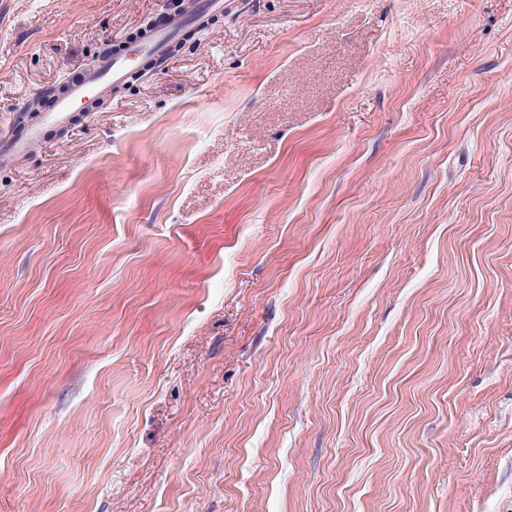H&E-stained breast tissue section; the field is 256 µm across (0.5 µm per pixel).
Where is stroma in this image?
<instances>
[{
	"label": "stroma",
	"mask_w": 512,
	"mask_h": 512,
	"mask_svg": "<svg viewBox=\"0 0 512 512\" xmlns=\"http://www.w3.org/2000/svg\"><path fill=\"white\" fill-rule=\"evenodd\" d=\"M118 46L0 168V512H512V0H0V140ZM178 30V26H173L167 29L144 31L140 38V52L147 57L161 59L168 52ZM130 71L127 57L119 50L98 58L69 86L66 94L57 99L54 107L43 117V125H68L78 101L111 95L113 87L125 82Z\"/></svg>",
	"instance_id": "35a3bbf8"
}]
</instances>
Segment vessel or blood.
I'll use <instances>...</instances> for the list:
<instances>
[{"label": "vessel or blood", "instance_id": "obj_1", "mask_svg": "<svg viewBox=\"0 0 512 512\" xmlns=\"http://www.w3.org/2000/svg\"><path fill=\"white\" fill-rule=\"evenodd\" d=\"M178 34L177 27L149 30L143 33L140 51L143 55L159 59L169 50ZM131 71L128 59L119 52L98 58L59 97L54 107L45 114L42 125L32 126L26 131L0 145V166L12 165L19 157L27 154L44 139V127L68 125L77 102L111 95L115 86L125 82Z\"/></svg>", "mask_w": 512, "mask_h": 512}]
</instances>
